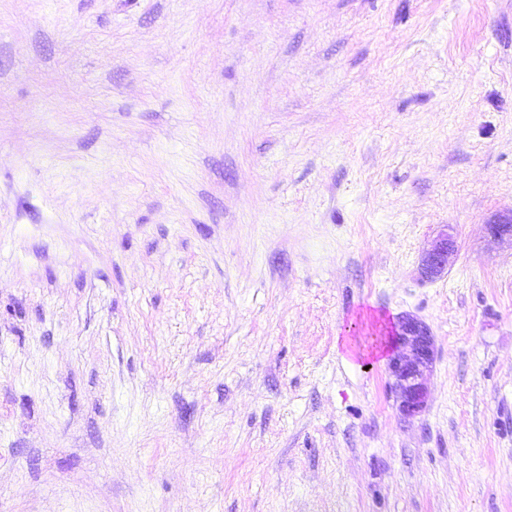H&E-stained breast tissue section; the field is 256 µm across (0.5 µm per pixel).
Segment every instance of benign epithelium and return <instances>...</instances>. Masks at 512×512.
Listing matches in <instances>:
<instances>
[{
    "instance_id": "benign-epithelium-1",
    "label": "benign epithelium",
    "mask_w": 512,
    "mask_h": 512,
    "mask_svg": "<svg viewBox=\"0 0 512 512\" xmlns=\"http://www.w3.org/2000/svg\"><path fill=\"white\" fill-rule=\"evenodd\" d=\"M485 232L497 240L512 241V217L485 225ZM456 242L443 228L425 249L420 273L433 280L448 270ZM435 361V345L430 327L422 320L402 315L393 327L388 371L398 410L403 418L412 419L427 408L429 373Z\"/></svg>"
}]
</instances>
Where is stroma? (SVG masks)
<instances>
[{
	"label": "stroma",
	"instance_id": "1",
	"mask_svg": "<svg viewBox=\"0 0 512 512\" xmlns=\"http://www.w3.org/2000/svg\"><path fill=\"white\" fill-rule=\"evenodd\" d=\"M511 215L512 0H0V512H512ZM455 247L456 242L448 232V225H445L423 253L420 267L421 276L428 280L441 277L448 270ZM435 361L430 327L422 320L402 315L393 327L388 371L398 410L413 419L427 408L429 373Z\"/></svg>",
	"mask_w": 512,
	"mask_h": 512
}]
</instances>
